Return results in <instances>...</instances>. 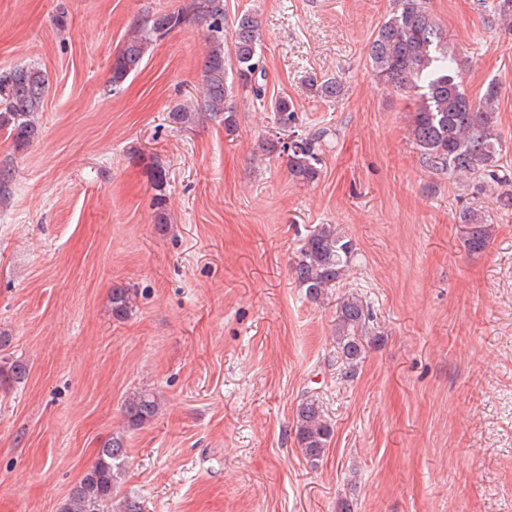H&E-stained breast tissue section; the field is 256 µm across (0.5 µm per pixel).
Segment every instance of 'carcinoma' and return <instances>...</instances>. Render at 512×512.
<instances>
[{"label": "carcinoma", "mask_w": 512, "mask_h": 512, "mask_svg": "<svg viewBox=\"0 0 512 512\" xmlns=\"http://www.w3.org/2000/svg\"><path fill=\"white\" fill-rule=\"evenodd\" d=\"M494 20L512 31V0H496ZM204 22L208 50L202 69V98L199 112L232 130L236 117L229 97L237 79L256 99L265 98L266 72L262 60L263 28L253 13L241 14L232 35L224 28V0H188L176 11L160 13L138 28L115 55L110 69L113 87L121 86L135 71L157 39L193 22ZM232 39L234 56H225V42ZM441 33L424 0H396L391 15L379 26L369 45V59L377 80L384 86L415 94L409 112V142L419 151L425 165L472 187L476 193L491 192L500 206L512 208V174L500 164L501 137L497 130L499 87L490 83L473 99L462 88L458 57L441 43ZM307 85L324 101L339 98L343 88L332 79L311 75ZM49 88L45 72L37 67H13L0 71V133L14 147L25 148L39 137L36 116L43 109ZM273 124L279 137L267 142L268 151L287 154L288 173L297 183L308 185L320 175L322 141L327 130L300 133L297 109L281 96L271 104ZM464 228L463 246L470 254L484 252L494 226L482 210L469 207L458 216ZM353 241L334 224H319L309 231L291 267L305 296L318 302L343 281L352 264ZM133 306L127 288H112V315L125 318ZM363 302L354 295L336 304L335 339L338 353L347 365L345 375L356 373L369 342ZM27 367L14 360L0 364V387L24 381ZM154 398L134 393L124 403L123 413L131 428H140L157 415ZM294 437L305 458L316 461L323 455L334 433L331 422L315 400L299 403L293 421ZM126 462L119 438L98 450L96 460L71 489L61 512H111L112 498Z\"/></svg>", "instance_id": "obj_1"}]
</instances>
